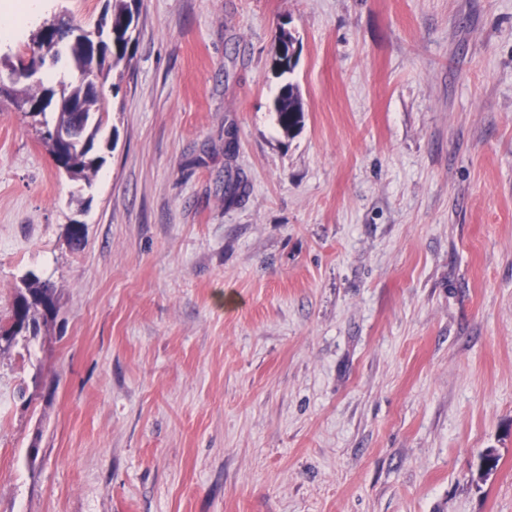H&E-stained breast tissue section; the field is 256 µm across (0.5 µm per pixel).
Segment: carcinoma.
I'll return each instance as SVG.
<instances>
[{
	"label": "carcinoma",
	"mask_w": 512,
	"mask_h": 512,
	"mask_svg": "<svg viewBox=\"0 0 512 512\" xmlns=\"http://www.w3.org/2000/svg\"><path fill=\"white\" fill-rule=\"evenodd\" d=\"M111 12L107 26L112 28V36L106 39L94 40L91 37H77L68 42L70 28L49 24L42 28L33 38L37 51L31 55V63L43 65L45 54H53L58 58V47L62 46L68 53L74 66L87 78V81L77 86L60 84V88H43L30 85L23 94H18L13 87H8L4 99L12 104L26 102L43 112L53 97L74 100L82 104L91 124L81 128L76 141L66 154H59L53 143L43 140L55 164L65 168L73 180H82L91 184L104 163V157L99 154V144L103 130L108 121V108L96 90V81L106 80L121 63L129 60L133 33V13L128 0H110ZM296 39L291 33L280 32L278 35V56L276 65L281 73L293 71L296 65V54L290 52ZM275 111L280 128L287 134L299 129L304 120V107L297 87L287 82L281 88L276 99ZM25 291L30 293L32 301H27L19 295L14 301L8 317V327L0 326V351L16 346L19 341L27 340V332H32L31 338H36L42 326L55 318L57 305L55 288L38 276L30 274L23 279Z\"/></svg>",
	"instance_id": "1"
}]
</instances>
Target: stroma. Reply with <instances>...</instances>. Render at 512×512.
<instances>
[{"instance_id":"obj_1","label":"stroma","mask_w":512,"mask_h":512,"mask_svg":"<svg viewBox=\"0 0 512 512\" xmlns=\"http://www.w3.org/2000/svg\"><path fill=\"white\" fill-rule=\"evenodd\" d=\"M134 11L92 184L0 103V512H512V0ZM285 39H289V43H287ZM295 43L296 39L292 33H285L284 30L280 31L278 35V56L276 65L281 71V74L292 72L296 65V54H294V52L290 53V48L293 50ZM275 111L280 128L286 134H293L304 120V107L297 87L287 82L276 99ZM23 284L25 292L31 294L33 301H27L19 292L10 311L7 327H2L0 322V351L13 348L20 340L36 338L42 326L56 316L55 288L49 281H42L38 276L29 274L23 279ZM29 331H32V335L27 338L26 333Z\"/></svg>"}]
</instances>
